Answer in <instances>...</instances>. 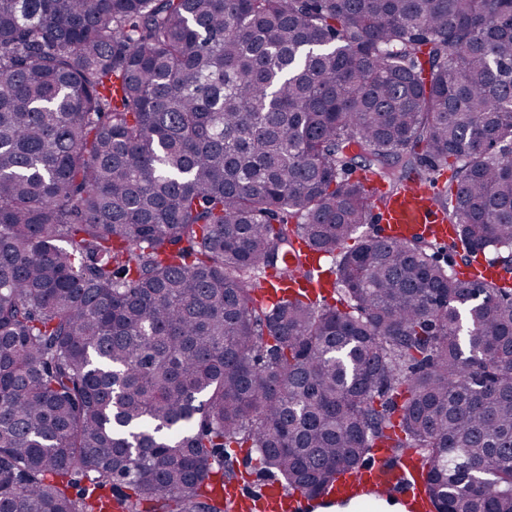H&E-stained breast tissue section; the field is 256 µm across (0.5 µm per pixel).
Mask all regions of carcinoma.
Wrapping results in <instances>:
<instances>
[{"label":"carcinoma","mask_w":512,"mask_h":512,"mask_svg":"<svg viewBox=\"0 0 512 512\" xmlns=\"http://www.w3.org/2000/svg\"><path fill=\"white\" fill-rule=\"evenodd\" d=\"M359 165L452 168L499 281L358 235ZM305 248L334 303L265 304ZM509 274L512 0H0V512H230L239 449L319 495L381 442L512 512Z\"/></svg>","instance_id":"carcinoma-1"}]
</instances>
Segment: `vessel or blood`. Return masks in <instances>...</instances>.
Returning a JSON list of instances; mask_svg holds the SVG:
<instances>
[{"label":"vessel or blood","mask_w":512,"mask_h":512,"mask_svg":"<svg viewBox=\"0 0 512 512\" xmlns=\"http://www.w3.org/2000/svg\"><path fill=\"white\" fill-rule=\"evenodd\" d=\"M436 193L433 185L410 184L389 195L386 204L375 210L373 218L381 224L385 237L394 241L427 233L439 243L451 242L453 230L435 202ZM320 264L319 252H307L305 266ZM305 266L291 260L280 268L272 277V288L266 291L268 303H276L290 290L302 289L310 297H317L320 285L304 278ZM421 470V462L413 450L379 448L365 461L358 475L344 477L319 498L286 489L276 480L265 482L257 491L241 482H231L225 484L224 496L235 503L237 512H338L342 507H365L388 499L397 500L402 512H434L421 480Z\"/></svg>","instance_id":"vessel-or-blood-1"}]
</instances>
